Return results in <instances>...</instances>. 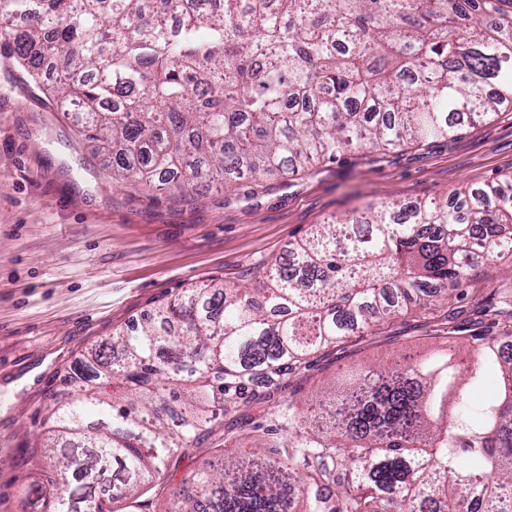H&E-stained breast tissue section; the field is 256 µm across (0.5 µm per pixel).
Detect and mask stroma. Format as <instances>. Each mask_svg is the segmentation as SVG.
<instances>
[{
	"instance_id": "stroma-1",
	"label": "stroma",
	"mask_w": 512,
	"mask_h": 512,
	"mask_svg": "<svg viewBox=\"0 0 512 512\" xmlns=\"http://www.w3.org/2000/svg\"><path fill=\"white\" fill-rule=\"evenodd\" d=\"M512 179V107L445 139L370 157L318 162L308 172L235 191L199 194L120 185L112 159L82 140L73 111L0 55V512H25L31 450L71 365L86 348L130 329L157 304L215 280L256 287L259 266L311 226L367 205L441 201ZM473 300L451 320L435 308L395 315L365 336L317 354L290 378L308 400L355 363L395 361L436 330L498 333Z\"/></svg>"
}]
</instances>
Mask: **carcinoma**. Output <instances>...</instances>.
<instances>
[{
	"mask_svg": "<svg viewBox=\"0 0 512 512\" xmlns=\"http://www.w3.org/2000/svg\"><path fill=\"white\" fill-rule=\"evenodd\" d=\"M0 0V52L112 154V178L197 193L357 152L446 138L512 104V0ZM250 288H187L71 368L74 396L46 419L49 459L28 494L43 512H512V294L496 336L349 368L322 392L329 418L278 399L172 484L185 450L261 380L273 393L310 356L427 297L472 291L509 260L512 180L460 205L370 206L288 245Z\"/></svg>",
	"mask_w": 512,
	"mask_h": 512,
	"instance_id": "1",
	"label": "carcinoma"
}]
</instances>
